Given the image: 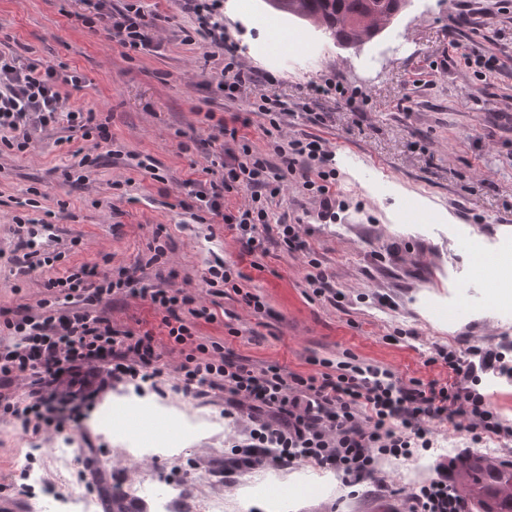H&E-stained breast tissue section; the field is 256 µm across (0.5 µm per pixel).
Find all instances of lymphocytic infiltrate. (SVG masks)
<instances>
[{
  "label": "lymphocytic infiltrate",
  "instance_id": "1",
  "mask_svg": "<svg viewBox=\"0 0 512 512\" xmlns=\"http://www.w3.org/2000/svg\"><path fill=\"white\" fill-rule=\"evenodd\" d=\"M75 18L88 28L102 27L112 41L135 53L158 51L149 34L150 24L141 5L129 0L113 9L110 0H80ZM192 17L185 39L224 53L225 99L236 100L253 76L242 67L238 50L224 31V0H180ZM82 77L66 64H38L16 53L0 52V147L24 152L34 130L66 122L69 132L108 143L112 134L94 110L61 109L60 88L79 86ZM211 141L221 142L226 155L221 180L196 193L198 210L219 218L237 239L253 268L269 255V242L299 255L306 269L305 283L314 297L335 301L329 274L316 258L297 224H274L269 202L285 188L288 176L300 175L301 187L333 207L332 154L319 138L309 135L271 138L267 150L253 146L243 133L250 121L241 114L219 118L206 113ZM250 193L245 209L229 211L226 194ZM243 274L236 266L215 260L203 277L208 294L238 295L241 303L261 314L259 296L244 291ZM46 296L38 313L0 309V328L16 336L13 344L0 343V417L34 435L63 433L83 427L87 399L104 393L109 385L126 380L154 384L163 375V351L155 335L114 325L103 300L127 293L149 301L162 314L161 325L172 351L181 361L175 369L177 385L199 399L220 397L224 415L247 416L246 444L236 460L238 468L260 465L288 468L299 461L342 471L350 484L369 476L379 457H401L410 449L432 446V426L448 423L463 428L475 439L486 435L511 437L512 427L491 409L485 394L474 389L488 371L512 377V344L483 353L479 363H464L457 351L437 349L434 359L448 369L446 381L426 383L401 378L382 366L358 363L350 351L341 359L311 358L315 370L300 373L279 364H253L224 354L217 341L202 342L194 327L214 321L215 313L195 294L172 287L170 279L140 284L133 267L115 274H98L89 265L65 268L48 278ZM28 386L25 399L9 389L15 381ZM409 512H464V504L449 479L417 487L409 497Z\"/></svg>",
  "mask_w": 512,
  "mask_h": 512
}]
</instances>
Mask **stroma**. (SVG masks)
<instances>
[{"mask_svg": "<svg viewBox=\"0 0 512 512\" xmlns=\"http://www.w3.org/2000/svg\"><path fill=\"white\" fill-rule=\"evenodd\" d=\"M79 0H0V51L28 52L47 63H66L80 72V88L62 86L64 110L93 109L108 116L112 153L81 182L66 179L73 153L91 152L88 140H68L63 126L36 132L26 152L0 151V308L37 309L46 277L16 269L18 240H33L39 257L65 252V265L102 263L130 266L145 260V281L155 279L149 246L157 225L172 236L165 259L178 276L176 287L202 289L209 262L238 261L241 245L217 221L192 220L180 206L188 190H205L204 156L215 147L204 111L228 116L247 113V136L261 149L269 139L265 115L250 111L261 95L286 101L288 136L310 134L334 153L336 202L332 212L303 194L296 182L273 199L271 220L300 219L341 302L309 298L300 257L271 246L264 270L251 269L245 289L260 297L268 313L256 316L236 298H221L214 322H199L202 337L222 340L229 356L254 362L275 360L291 370L310 371V358H335L351 351L378 362L403 380L445 379L444 365L430 363L436 348L468 356L512 342V312L502 313L500 288L474 265L471 240L485 242L484 259L504 269L512 259V0H410L382 33L357 48L338 45L320 28L274 15V22L299 36L280 46L272 29L253 26L238 0H224V29L239 44L244 65L260 72L237 100L217 90L223 57H208L186 43L189 16L174 0H145L154 15L152 35L159 51L124 56L104 31L72 23ZM467 48L494 58L495 71L479 75L458 63ZM272 82H265V75ZM330 79L360 91L354 104L336 95L312 98V82ZM193 140L190 152L180 144ZM134 154L150 156L156 173L133 166ZM35 207H28V200ZM26 212L30 223H14ZM397 256H385L390 245ZM117 325L136 331L158 328L161 316L146 301L121 297L106 304ZM162 394L145 402L167 405L201 429L158 459L126 461L121 437L73 429L51 440L0 425V512H28L31 497L49 491L66 496L96 492L89 472L76 461L92 444L93 466L111 472L113 483L136 482L143 492L130 500L132 512H155L156 492L181 480L185 494L170 512H195L201 501L220 497L226 512H271L268 498L249 497L246 487L275 478L272 493L288 490L293 512H407L409 493L441 473L450 460L492 447L494 462H512V437H485L441 423L434 446L411 457L378 459L373 473L356 486L337 479L318 494L296 485L297 470L310 477L323 469L311 461L298 468L272 465L241 472L232 467L234 446L247 435L245 420L223 415V400L202 403L173 391L163 376ZM67 444V457L55 447ZM36 471L38 485L19 494L22 475Z\"/></svg>", "mask_w": 512, "mask_h": 512, "instance_id": "1", "label": "stroma"}]
</instances>
